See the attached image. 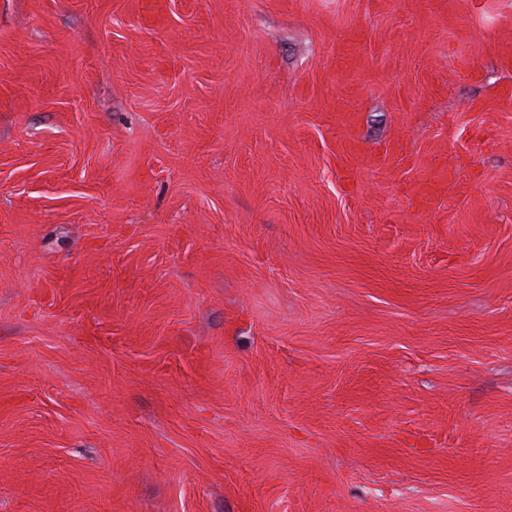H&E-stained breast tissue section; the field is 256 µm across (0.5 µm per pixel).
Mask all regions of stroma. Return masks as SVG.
Returning <instances> with one entry per match:
<instances>
[{
	"label": "stroma",
	"instance_id": "obj_1",
	"mask_svg": "<svg viewBox=\"0 0 512 512\" xmlns=\"http://www.w3.org/2000/svg\"><path fill=\"white\" fill-rule=\"evenodd\" d=\"M0 512H512V0H0Z\"/></svg>",
	"mask_w": 512,
	"mask_h": 512
}]
</instances>
